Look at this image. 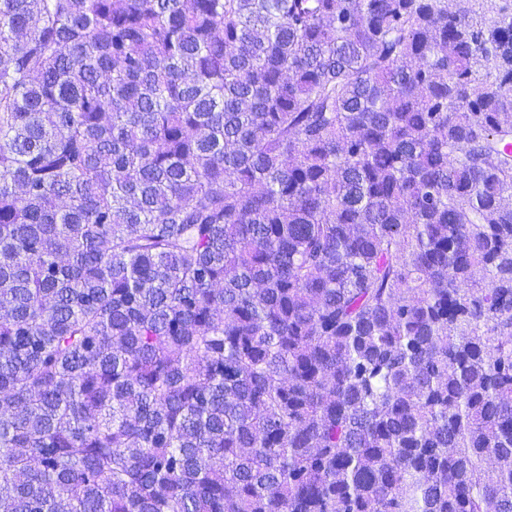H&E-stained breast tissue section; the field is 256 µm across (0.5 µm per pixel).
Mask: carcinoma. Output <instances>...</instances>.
I'll use <instances>...</instances> for the list:
<instances>
[{"instance_id":"1","label":"carcinoma","mask_w":512,"mask_h":512,"mask_svg":"<svg viewBox=\"0 0 512 512\" xmlns=\"http://www.w3.org/2000/svg\"><path fill=\"white\" fill-rule=\"evenodd\" d=\"M512 8L0 0V512H512Z\"/></svg>"}]
</instances>
